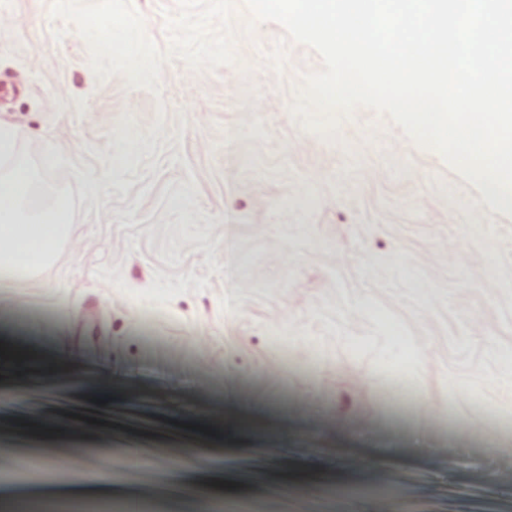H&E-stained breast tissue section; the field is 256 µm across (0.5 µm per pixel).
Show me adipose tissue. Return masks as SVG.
Masks as SVG:
<instances>
[{"instance_id":"adipose-tissue-1","label":"adipose tissue","mask_w":512,"mask_h":512,"mask_svg":"<svg viewBox=\"0 0 512 512\" xmlns=\"http://www.w3.org/2000/svg\"><path fill=\"white\" fill-rule=\"evenodd\" d=\"M34 180L23 165L0 175V277L23 278L47 265L55 243L70 237L71 226L63 201L27 215L21 195Z\"/></svg>"}]
</instances>
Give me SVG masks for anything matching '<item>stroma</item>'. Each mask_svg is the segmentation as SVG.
Instances as JSON below:
<instances>
[{
    "instance_id": "1",
    "label": "stroma",
    "mask_w": 512,
    "mask_h": 512,
    "mask_svg": "<svg viewBox=\"0 0 512 512\" xmlns=\"http://www.w3.org/2000/svg\"><path fill=\"white\" fill-rule=\"evenodd\" d=\"M53 2L0 0V122L78 242L0 282L54 354L0 375V463L79 456L74 512H512V207L372 109L303 127L322 60L275 70L246 0L234 61L156 95Z\"/></svg>"
}]
</instances>
